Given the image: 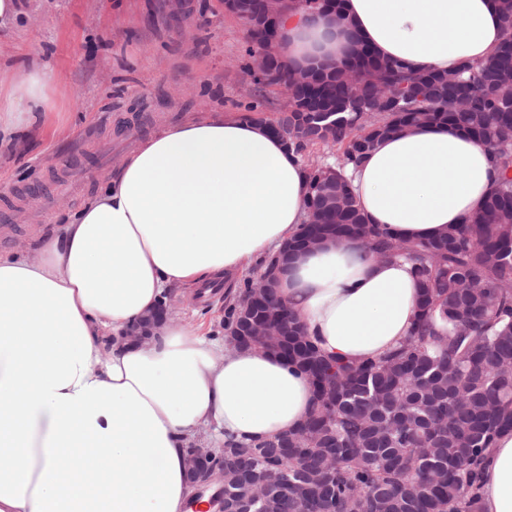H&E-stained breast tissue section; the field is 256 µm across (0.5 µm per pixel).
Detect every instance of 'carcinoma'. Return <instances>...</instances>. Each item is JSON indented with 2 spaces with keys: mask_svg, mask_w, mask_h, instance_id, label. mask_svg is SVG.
I'll list each match as a JSON object with an SVG mask.
<instances>
[{
  "mask_svg": "<svg viewBox=\"0 0 512 512\" xmlns=\"http://www.w3.org/2000/svg\"><path fill=\"white\" fill-rule=\"evenodd\" d=\"M352 76L314 79L295 90L302 102L341 105L331 116L285 112L289 145L306 154L344 146L336 167H308L307 204L320 200L324 174L351 204L346 223L370 238L382 259H405L418 281L410 336L378 360L322 358L305 367L318 386L306 423L280 439H224V512H480L481 462L496 436L512 430V34L484 64L457 72L472 87L469 107L453 110L441 73L416 72L374 50ZM374 113L391 134L410 127L454 125L494 156L500 178L467 223L434 239H403L367 224L344 171L374 148L360 114ZM255 280L224 309L239 320ZM263 481L255 503L251 481Z\"/></svg>",
  "mask_w": 512,
  "mask_h": 512,
  "instance_id": "1",
  "label": "carcinoma"
}]
</instances>
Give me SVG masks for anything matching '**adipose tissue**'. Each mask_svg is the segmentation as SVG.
<instances>
[{
  "label": "adipose tissue",
  "mask_w": 512,
  "mask_h": 512,
  "mask_svg": "<svg viewBox=\"0 0 512 512\" xmlns=\"http://www.w3.org/2000/svg\"><path fill=\"white\" fill-rule=\"evenodd\" d=\"M416 71L483 63L504 35L494 0H344V15L294 11L289 67L328 72L343 34ZM42 64L0 94V143L53 111ZM368 223L407 239L444 235L492 191L490 151L446 125L383 139L349 170ZM310 193L301 155L249 114L210 112L143 141L34 255L0 253V512H188L186 450L225 435L262 440L302 425L307 377L259 349L228 350L200 327L129 331L166 295L250 272L295 236ZM279 294L325 356L377 359L410 334V264L361 239L297 252ZM482 512H512V431L482 466Z\"/></svg>",
  "instance_id": "1"
}]
</instances>
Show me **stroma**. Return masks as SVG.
<instances>
[{"label": "stroma", "mask_w": 512, "mask_h": 512, "mask_svg": "<svg viewBox=\"0 0 512 512\" xmlns=\"http://www.w3.org/2000/svg\"><path fill=\"white\" fill-rule=\"evenodd\" d=\"M26 12L0 29V85L20 63L47 67L56 108L7 146H0V253L30 252L55 217L86 194L54 185L53 169L93 156L95 192L140 142L161 127L209 112H247L276 122L281 86L257 84L244 72L243 21L221 0H25ZM222 282L214 295L172 294L175 321L224 333Z\"/></svg>", "instance_id": "obj_1"}]
</instances>
